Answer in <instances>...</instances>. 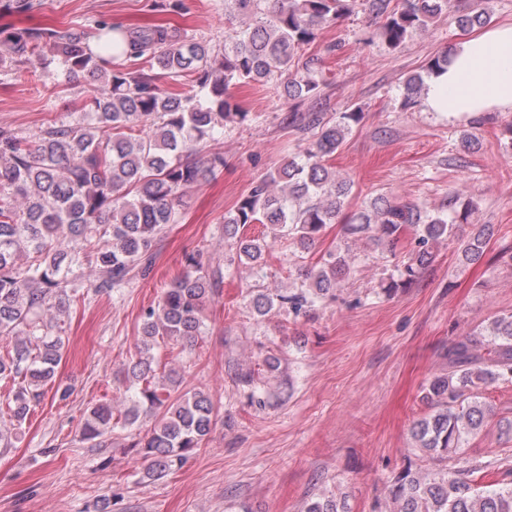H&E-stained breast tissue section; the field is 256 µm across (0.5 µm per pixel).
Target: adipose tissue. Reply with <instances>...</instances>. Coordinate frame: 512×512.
I'll return each instance as SVG.
<instances>
[{
    "label": "adipose tissue",
    "instance_id": "adipose-tissue-1",
    "mask_svg": "<svg viewBox=\"0 0 512 512\" xmlns=\"http://www.w3.org/2000/svg\"><path fill=\"white\" fill-rule=\"evenodd\" d=\"M423 103L452 121L512 112V23L455 41L447 67L429 74Z\"/></svg>",
    "mask_w": 512,
    "mask_h": 512
}]
</instances>
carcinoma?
<instances>
[{
    "label": "carcinoma",
    "instance_id": "carcinoma-1",
    "mask_svg": "<svg viewBox=\"0 0 512 512\" xmlns=\"http://www.w3.org/2000/svg\"><path fill=\"white\" fill-rule=\"evenodd\" d=\"M450 7L451 0H224L231 28L218 50L162 25L131 33L101 21L98 51L74 28L0 30V67H21L34 57L47 66L56 59L66 79L92 76L107 86L106 93H92L69 115L52 120L35 140L0 127V339L10 346L0 355V380L12 385L7 411L0 414V447L11 446L12 431L45 399L63 357V330L42 313L53 300L65 302L75 270L86 264L99 268L92 288L106 294L149 269L156 242L178 223L185 190L224 166V155L203 152V144L224 123L246 117L233 88L271 84L292 102L315 98L321 83L313 59L303 56L320 27L367 11L381 19L368 41L395 51ZM456 22L466 31L488 24L490 16L472 10ZM184 76L193 77L190 90L174 94L165 87ZM423 84L419 74L404 80V105L417 102ZM361 118L355 108L331 123L319 111L290 106L289 125L306 134L309 145L224 216V237L252 275H265L264 255L273 242L286 239L305 251L343 214L351 181L336 178L328 161ZM475 209L470 195L453 191L432 212L379 195L369 207L343 215L350 234L369 233L391 249L407 228L417 235L418 249L398 276L381 284L391 296L430 263L428 245L454 239ZM249 224L263 225L266 234H242ZM489 235L490 225L480 224L462 240L464 262L483 257ZM345 270V257L331 254L320 266L301 270V287L253 295V312L264 317L279 306L303 314L333 296ZM216 286L198 256L189 254L158 301L142 311L137 354L116 373L133 389L132 405L123 411L92 408L80 431L89 447H101L142 413L155 416V425L132 447L149 461L152 477L178 470L201 447L214 421L213 402L201 391H181L174 371L157 373L153 350L169 341L193 346ZM485 332L484 350L459 339L448 349V373L430 380L431 411L414 424L411 438L437 469L423 473L410 463L395 474L389 497L398 507L391 512H512V480L485 481L495 465L466 453L494 415L483 393L512 383V313L495 316Z\"/></svg>",
    "mask_w": 512,
    "mask_h": 512
}]
</instances>
